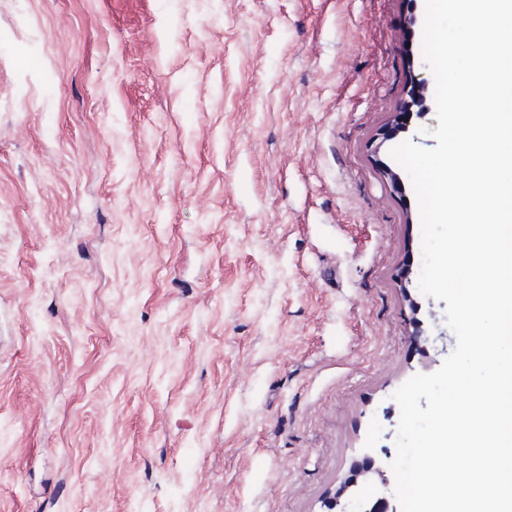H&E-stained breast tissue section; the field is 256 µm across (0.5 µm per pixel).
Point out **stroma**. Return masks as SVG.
<instances>
[{
    "label": "stroma",
    "instance_id": "obj_1",
    "mask_svg": "<svg viewBox=\"0 0 512 512\" xmlns=\"http://www.w3.org/2000/svg\"><path fill=\"white\" fill-rule=\"evenodd\" d=\"M425 0H0V512H327L456 338L419 290Z\"/></svg>",
    "mask_w": 512,
    "mask_h": 512
}]
</instances>
